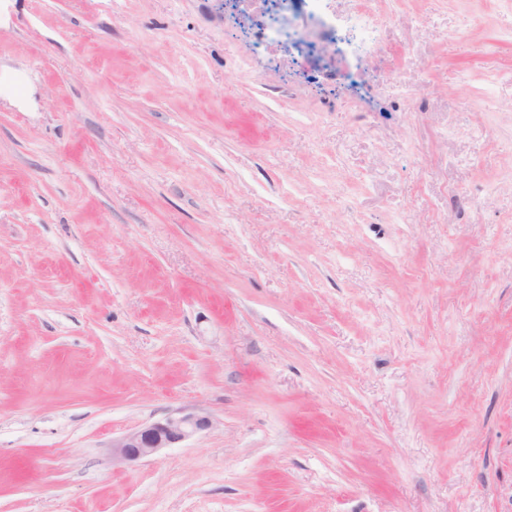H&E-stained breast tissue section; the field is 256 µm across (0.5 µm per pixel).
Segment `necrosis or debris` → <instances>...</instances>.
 <instances>
[{
    "label": "necrosis or debris",
    "instance_id": "1",
    "mask_svg": "<svg viewBox=\"0 0 512 512\" xmlns=\"http://www.w3.org/2000/svg\"><path fill=\"white\" fill-rule=\"evenodd\" d=\"M234 16L246 19L245 33L255 47L294 66L316 58L363 61L383 55L396 11L380 9L376 0H248ZM403 73V65L393 61L381 74L387 97L396 104L425 105L430 85L409 84Z\"/></svg>",
    "mask_w": 512,
    "mask_h": 512
}]
</instances>
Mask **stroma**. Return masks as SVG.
<instances>
[{
  "instance_id": "1",
  "label": "stroma",
  "mask_w": 512,
  "mask_h": 512,
  "mask_svg": "<svg viewBox=\"0 0 512 512\" xmlns=\"http://www.w3.org/2000/svg\"><path fill=\"white\" fill-rule=\"evenodd\" d=\"M398 15L423 113L220 0H0V512H512V14ZM209 415L197 409H181L159 421L127 431L112 440V459L134 464L158 453L163 448L183 442L210 428Z\"/></svg>"
}]
</instances>
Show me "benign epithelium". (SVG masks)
Returning <instances> with one entry per match:
<instances>
[{"instance_id":"1","label":"benign epithelium","mask_w":512,"mask_h":512,"mask_svg":"<svg viewBox=\"0 0 512 512\" xmlns=\"http://www.w3.org/2000/svg\"><path fill=\"white\" fill-rule=\"evenodd\" d=\"M209 415L197 409H181L159 421L127 431L112 440V459L134 464L158 453L163 448L183 442L210 428Z\"/></svg>"}]
</instances>
